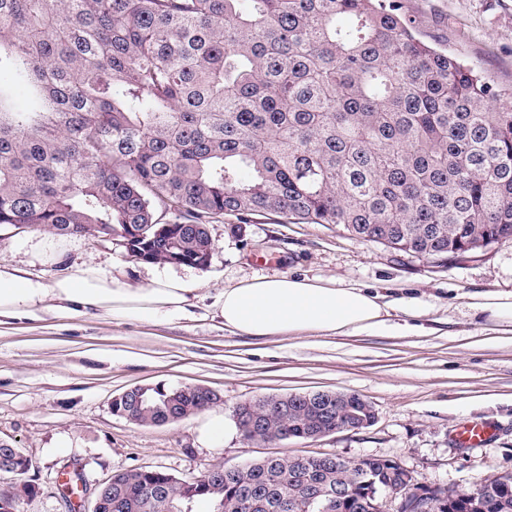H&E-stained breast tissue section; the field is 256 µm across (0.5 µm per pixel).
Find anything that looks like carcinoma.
Returning <instances> with one entry per match:
<instances>
[{
  "label": "carcinoma",
  "mask_w": 512,
  "mask_h": 512,
  "mask_svg": "<svg viewBox=\"0 0 512 512\" xmlns=\"http://www.w3.org/2000/svg\"><path fill=\"white\" fill-rule=\"evenodd\" d=\"M0 225L59 236L90 226L126 253L193 265L209 221L274 214L335 224L398 252L451 261L512 242V97L417 37L396 0H0ZM171 218H166V215ZM152 422L194 415L195 396L150 388ZM267 429L316 418L257 400ZM291 455L254 460L224 482L223 512H278L297 490ZM401 481L381 457L334 459L328 487L297 512H368L363 475ZM112 512H165L157 477L119 475ZM486 512H512V473L482 485ZM455 506L466 488L409 483Z\"/></svg>",
  "instance_id": "obj_1"
}]
</instances>
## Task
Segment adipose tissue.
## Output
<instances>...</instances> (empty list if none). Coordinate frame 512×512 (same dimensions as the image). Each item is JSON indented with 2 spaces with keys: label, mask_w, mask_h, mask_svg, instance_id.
Listing matches in <instances>:
<instances>
[{
  "label": "adipose tissue",
  "mask_w": 512,
  "mask_h": 512,
  "mask_svg": "<svg viewBox=\"0 0 512 512\" xmlns=\"http://www.w3.org/2000/svg\"><path fill=\"white\" fill-rule=\"evenodd\" d=\"M193 298L194 288L184 279L160 274L148 286L137 287L90 262L71 267L49 285L0 266V324L41 312L90 313L117 323L176 322L190 316ZM215 307L226 331L253 337L305 332L347 336L383 330L409 335L417 333L413 320L423 314L415 299L392 300L359 284L339 287L328 280L291 275L254 277L225 287L218 291ZM470 308L484 315L496 331L512 332V291L473 296ZM395 311L404 315V322H392Z\"/></svg>",
  "instance_id": "adipose-tissue-1"
}]
</instances>
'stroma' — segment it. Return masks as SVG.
<instances>
[{
  "label": "stroma",
  "instance_id": "obj_1",
  "mask_svg": "<svg viewBox=\"0 0 512 512\" xmlns=\"http://www.w3.org/2000/svg\"><path fill=\"white\" fill-rule=\"evenodd\" d=\"M422 40L477 65L487 80L512 88V0H398ZM215 244L207 267L149 263L111 239L60 237L44 227L0 226V265L52 281L68 266L91 262L147 286L163 272L192 281L193 316L174 324H115L89 314H42L0 328V439L35 462L40 491L24 512H67L60 495L64 466L88 485L114 472L149 467L189 478L271 455L331 453L400 462L416 483L468 488L512 473V333L489 330L467 303L474 293L512 290V243L452 261H435L352 238L333 224H291L275 215L212 219ZM282 273L389 289L419 300L423 334L237 336L213 307L216 292L255 276ZM202 385L217 411L264 396L319 390L354 392L376 412L373 426L318 440L251 443L241 434L210 448L197 439L198 413L162 426L116 416L111 401L136 386ZM496 429L483 448H461L452 432L464 420Z\"/></svg>",
  "mask_w": 512,
  "mask_h": 512
}]
</instances>
